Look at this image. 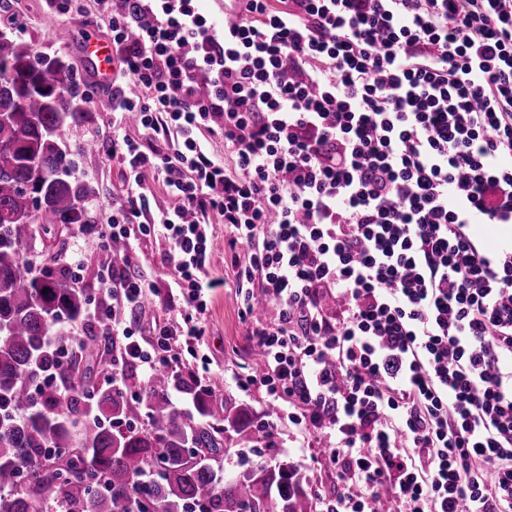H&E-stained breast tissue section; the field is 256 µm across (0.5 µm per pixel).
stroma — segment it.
<instances>
[{"label":"stroma","mask_w":512,"mask_h":512,"mask_svg":"<svg viewBox=\"0 0 512 512\" xmlns=\"http://www.w3.org/2000/svg\"><path fill=\"white\" fill-rule=\"evenodd\" d=\"M22 27V36L35 51L60 55L88 98L111 93L109 85L99 81L83 52L88 39L109 40L108 21L100 14L96 0H84L83 14L50 16L45 0H0V30ZM78 180L93 186L95 195L88 215L99 219L100 209L111 208L125 193V171L119 161L97 151H77L73 154ZM59 238L67 244H81V272L83 285L90 291L98 289L100 250L93 233L79 230L76 225H59ZM212 249L207 260L210 277L225 280L226 285L215 291L207 311V331L200 352L205 356L215 390L220 397L248 406L251 419H258L269 410L268 403L259 394L247 395L239 391L234 377L240 367H258L261 357L245 342V325L240 318L239 305L231 286L232 270L224 261V227L212 225ZM129 273L142 279L162 283L171 275L168 244L162 235L141 238L136 253L128 265Z\"/></svg>","instance_id":"1"}]
</instances>
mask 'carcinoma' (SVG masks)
I'll return each instance as SVG.
<instances>
[{
    "label": "carcinoma",
    "mask_w": 512,
    "mask_h": 512,
    "mask_svg": "<svg viewBox=\"0 0 512 512\" xmlns=\"http://www.w3.org/2000/svg\"><path fill=\"white\" fill-rule=\"evenodd\" d=\"M85 94L59 56L35 52L0 32V512H183L197 500L214 512H308L297 498L273 493L280 476L265 467L224 479L221 445L232 430L249 442L264 433L245 428L212 391L196 394V414L173 408L169 392L193 391L182 373L159 370L144 385L96 381L95 338L73 349L60 368L44 342L50 325L78 322L88 302L80 285L52 271L34 273L28 240L57 224L88 222L82 202L93 189L74 176L66 127L106 112ZM55 371L71 388L66 399L42 384ZM155 476L142 480L146 467Z\"/></svg>",
    "instance_id": "obj_1"
}]
</instances>
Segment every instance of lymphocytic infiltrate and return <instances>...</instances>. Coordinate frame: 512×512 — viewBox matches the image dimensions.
<instances>
[{"label":"lymphocytic infiltrate","instance_id":"1","mask_svg":"<svg viewBox=\"0 0 512 512\" xmlns=\"http://www.w3.org/2000/svg\"><path fill=\"white\" fill-rule=\"evenodd\" d=\"M99 5L127 189L94 232L129 248L164 234L181 299L178 319L141 328L154 286L106 261L85 313L120 343L106 382L132 365L151 381L203 341L217 223L262 357L235 384L282 411L263 422L279 496L512 512V236L475 232L512 228V0H239L221 27L195 0ZM131 121L181 143L145 149ZM155 179L172 203L142 224ZM284 417L333 494L297 481Z\"/></svg>","mask_w":512,"mask_h":512}]
</instances>
